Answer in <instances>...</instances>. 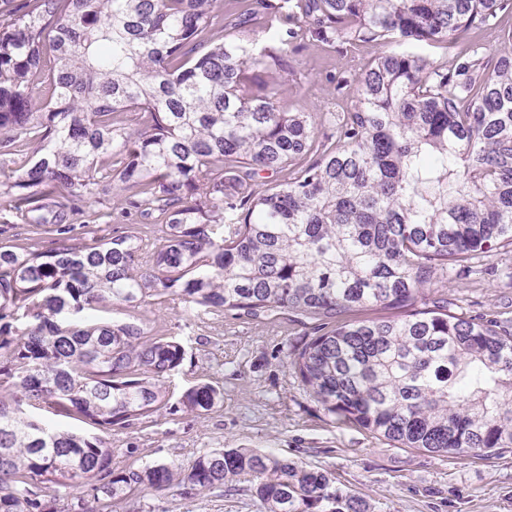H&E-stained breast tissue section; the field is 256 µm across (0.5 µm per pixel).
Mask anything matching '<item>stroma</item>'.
<instances>
[{
	"label": "stroma",
	"instance_id": "1",
	"mask_svg": "<svg viewBox=\"0 0 512 512\" xmlns=\"http://www.w3.org/2000/svg\"><path fill=\"white\" fill-rule=\"evenodd\" d=\"M376 44L336 52L311 45L297 56L298 76L283 81L280 107L325 112L352 103L335 76L355 74L380 53ZM74 240L85 226L101 236L135 223L119 203H80L70 217ZM452 312L469 319L512 321V249L480 255L470 274L448 281ZM165 334L180 339L186 358L172 378L175 390L201 381L224 398L203 415L161 410L112 434V464L122 467L174 459L190 463L215 448H251L331 471L341 490L362 499L367 512H512V455L485 460L469 453L440 457L398 448L368 431L339 424L289 369L306 328L285 319L202 314L167 297L139 310ZM113 512H263L233 485L187 499L176 491L132 496Z\"/></svg>",
	"mask_w": 512,
	"mask_h": 512
}]
</instances>
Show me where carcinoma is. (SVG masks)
Returning a JSON list of instances; mask_svg holds the SVG:
<instances>
[{
	"instance_id": "obj_1",
	"label": "carcinoma",
	"mask_w": 512,
	"mask_h": 512,
	"mask_svg": "<svg viewBox=\"0 0 512 512\" xmlns=\"http://www.w3.org/2000/svg\"><path fill=\"white\" fill-rule=\"evenodd\" d=\"M231 2L0 0V204L55 244L0 242V512H109L243 478L265 512H365L332 472L272 453L114 470L111 441L53 421L110 431L221 401L211 382L173 399L186 349L132 315L170 295L312 322L289 365L345 425L512 455V332L445 298L449 276L512 245V51L469 44L448 67L398 49L451 47L506 0ZM359 43L387 50L339 78L349 108H278L262 74ZM106 186L156 250L136 228L72 242L69 214ZM368 309L388 314L353 317Z\"/></svg>"
}]
</instances>
